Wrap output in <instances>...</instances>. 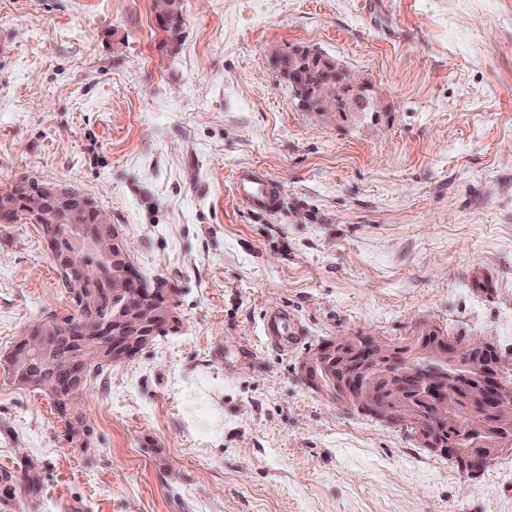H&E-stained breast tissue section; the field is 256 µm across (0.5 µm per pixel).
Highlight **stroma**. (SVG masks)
Returning <instances> with one entry per match:
<instances>
[{
    "mask_svg": "<svg viewBox=\"0 0 512 512\" xmlns=\"http://www.w3.org/2000/svg\"><path fill=\"white\" fill-rule=\"evenodd\" d=\"M0 0V184L90 196L181 325L91 377L87 447L0 365V512H512V454L481 473L336 403L299 364L327 339L422 320L512 351V0ZM318 49L382 109L332 123L274 61ZM259 166L283 208L249 215ZM488 290H480L479 280ZM298 329L274 345L270 308ZM70 309L38 225L0 224V362ZM233 192L250 213L269 215L281 207V185L257 167H242L233 174Z\"/></svg>",
    "mask_w": 512,
    "mask_h": 512,
    "instance_id": "1",
    "label": "stroma"
}]
</instances>
